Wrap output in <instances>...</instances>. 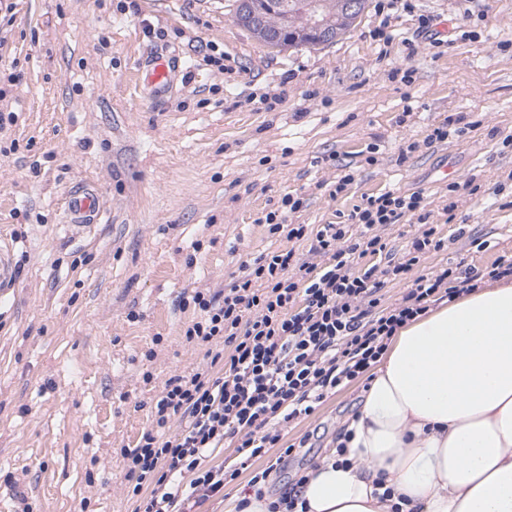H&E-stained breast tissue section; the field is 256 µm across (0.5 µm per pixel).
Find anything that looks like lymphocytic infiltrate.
Wrapping results in <instances>:
<instances>
[{"mask_svg":"<svg viewBox=\"0 0 512 512\" xmlns=\"http://www.w3.org/2000/svg\"><path fill=\"white\" fill-rule=\"evenodd\" d=\"M422 202L419 191L367 197L354 211V236L341 224L315 229L268 213L270 234L309 241L310 258L273 250L243 264L224 292L191 294L198 315L184 341L203 359L192 375L164 382L148 428L122 451L133 512H192L223 495L240 470L276 447L290 422L311 416L328 393L369 372L398 329L483 279L512 277V256L481 270L443 265L416 277L398 302L384 304L382 278L371 268L356 273L354 265L384 253L385 228ZM442 246L434 225H424L389 263L388 275H407ZM228 444L236 464L208 465Z\"/></svg>","mask_w":512,"mask_h":512,"instance_id":"lymphocytic-infiltrate-1","label":"lymphocytic infiltrate"}]
</instances>
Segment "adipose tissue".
<instances>
[{
	"label": "adipose tissue",
	"instance_id": "1",
	"mask_svg": "<svg viewBox=\"0 0 512 512\" xmlns=\"http://www.w3.org/2000/svg\"><path fill=\"white\" fill-rule=\"evenodd\" d=\"M343 429L280 512H512V283L399 329Z\"/></svg>",
	"mask_w": 512,
	"mask_h": 512
}]
</instances>
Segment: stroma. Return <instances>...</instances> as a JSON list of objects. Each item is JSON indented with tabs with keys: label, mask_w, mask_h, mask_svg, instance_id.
Returning a JSON list of instances; mask_svg holds the SVG:
<instances>
[{
	"label": "stroma",
	"mask_w": 512,
	"mask_h": 512,
	"mask_svg": "<svg viewBox=\"0 0 512 512\" xmlns=\"http://www.w3.org/2000/svg\"><path fill=\"white\" fill-rule=\"evenodd\" d=\"M386 2L367 0L335 42L279 50L236 24L235 0H13L0 21V113L16 115L0 131V243L23 266L0 299V512H132L120 451L164 381L202 360L184 345L181 293L223 290L268 250L309 251L270 236L266 214L353 234L363 198L420 191L444 241L421 273L512 256V0ZM424 15L445 26L442 46L421 37ZM148 46L183 61L156 104L135 76ZM458 114L472 131L426 144ZM468 180L476 193L449 191ZM79 183L104 208L77 233L60 198ZM288 195L303 208L288 212ZM365 385L288 426L282 443L298 449L271 493L334 446Z\"/></svg>",
	"instance_id": "1"
}]
</instances>
